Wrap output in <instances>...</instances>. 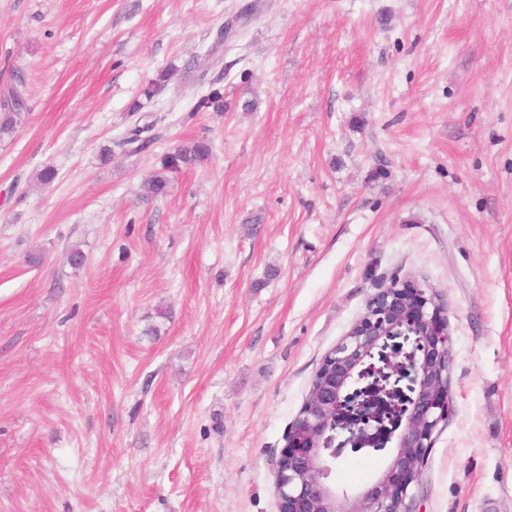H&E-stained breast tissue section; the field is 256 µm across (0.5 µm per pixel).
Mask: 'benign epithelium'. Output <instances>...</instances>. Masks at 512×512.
<instances>
[{
	"label": "benign epithelium",
	"mask_w": 512,
	"mask_h": 512,
	"mask_svg": "<svg viewBox=\"0 0 512 512\" xmlns=\"http://www.w3.org/2000/svg\"><path fill=\"white\" fill-rule=\"evenodd\" d=\"M400 337L414 339L406 392L378 376L393 368L385 350ZM450 369L448 325L434 297L418 285L379 289L365 315L324 357L314 398L303 403L288 426L276 464L278 512H410L407 490L420 474L432 430L448 414ZM356 384L358 406H343ZM400 401L403 414L389 426L383 414ZM339 429L348 437L337 445ZM348 444L360 449L392 445L387 467L351 493L336 489L328 465Z\"/></svg>",
	"instance_id": "obj_1"
}]
</instances>
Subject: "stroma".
<instances>
[{"label":"stroma","mask_w":512,"mask_h":512,"mask_svg":"<svg viewBox=\"0 0 512 512\" xmlns=\"http://www.w3.org/2000/svg\"><path fill=\"white\" fill-rule=\"evenodd\" d=\"M18 85L0 512H277L288 426L394 277L440 296L452 358L406 507L512 512V0H0ZM196 139L209 161L145 197Z\"/></svg>","instance_id":"35a3bbf8"}]
</instances>
